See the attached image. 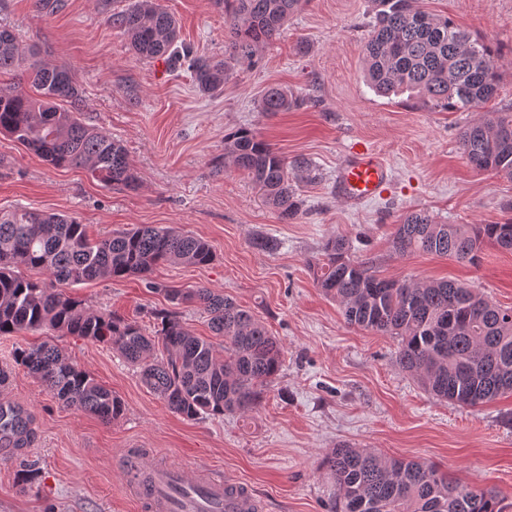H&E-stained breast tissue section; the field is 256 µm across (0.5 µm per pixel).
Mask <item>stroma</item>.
Instances as JSON below:
<instances>
[{"label":"stroma","mask_w":512,"mask_h":512,"mask_svg":"<svg viewBox=\"0 0 512 512\" xmlns=\"http://www.w3.org/2000/svg\"><path fill=\"white\" fill-rule=\"evenodd\" d=\"M0 0V24L22 48H39L75 72L87 123L120 141L135 189L102 186L81 169H56L0 134V210L26 207L77 217L90 234L138 224L173 226L202 237L215 258L206 266L165 264L153 292L136 278L74 288L95 310L139 321L152 332L168 308L164 288L205 286L250 307L283 346V366L262 406L245 417L189 420L168 410L112 347L74 336L55 342L124 403L105 424L61 405L14 362L41 331L0 336V368L11 373L0 401L23 405L34 438L0 447V512H138L120 459L136 450L193 476L221 469L260 499L263 512H331L336 488L322 467L346 443L387 456L433 463L458 481L493 491L512 512V394L469 407L429 394L396 363L398 340L345 322L309 268L332 237L376 260L393 280L454 279L512 308V253L485 244L478 265L433 254H399L390 243L410 212L441 224L512 222V179L479 171L458 146L466 125L512 110V0H423L497 50L495 99L469 112H446L405 96L375 94L363 78L368 0H308L252 66L236 70L221 94L195 86L187 67L133 58L113 13L129 0ZM180 39L197 54L224 53V13L212 0H162ZM271 85L304 97L300 108L263 112ZM249 128L288 158L312 164L298 184L302 206L281 221L247 173L214 166L224 137ZM384 157L386 193L352 208L336 169L352 148ZM258 237L275 239L272 251ZM36 475L21 482L22 471Z\"/></svg>","instance_id":"35a3bbf8"}]
</instances>
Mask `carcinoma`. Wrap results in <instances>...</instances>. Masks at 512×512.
<instances>
[{
	"instance_id": "cac0c4a2",
	"label": "carcinoma",
	"mask_w": 512,
	"mask_h": 512,
	"mask_svg": "<svg viewBox=\"0 0 512 512\" xmlns=\"http://www.w3.org/2000/svg\"><path fill=\"white\" fill-rule=\"evenodd\" d=\"M303 0H215L224 9V57L198 56L178 44L176 18L159 0H133L112 14L132 54L185 65L205 95L224 90L236 63H254L257 51L280 35ZM371 15L363 50L365 79L380 96L404 93L449 112H468L495 98L499 74L492 48L418 0H369ZM14 72L17 86H0V133L14 138L43 162L83 169L107 187L133 188L124 147L80 118V86L71 68L26 58L12 29L0 25V74ZM297 97L270 87L263 112H286ZM459 147L476 169L512 177V114L467 125ZM224 163L244 170L281 220L293 218L301 200L296 180L309 171L255 132L241 128L224 140ZM486 243L512 251L508 224H440L424 212L406 215L392 237L394 251L445 256L474 264ZM211 245L171 227L141 224L96 238L74 217L15 209L0 212V335L48 329L112 346L140 368L143 383L171 412L195 420L252 412L279 376L283 347L249 309L211 288H166L175 304L195 303L214 336L224 339V358L214 342L194 335L176 311L158 310L155 335L135 320L84 307L64 291L106 278L138 277L152 289L164 263L208 265ZM316 285L336 301L350 325L400 339L399 366L431 394L477 406L512 393V309L455 280L396 281L371 261L354 260L346 239H328L312 262ZM15 364L38 378L60 403L109 424L123 412L121 399L44 341L20 348ZM30 434L0 407V434ZM323 465L336 488L337 512H503L489 491L453 480L436 466L386 458L371 448L343 444Z\"/></svg>"
}]
</instances>
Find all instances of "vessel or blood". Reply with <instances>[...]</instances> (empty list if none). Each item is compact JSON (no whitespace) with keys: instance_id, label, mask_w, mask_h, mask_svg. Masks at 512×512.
Wrapping results in <instances>:
<instances>
[{"instance_id":"obj_1","label":"vessel or blood","mask_w":512,"mask_h":512,"mask_svg":"<svg viewBox=\"0 0 512 512\" xmlns=\"http://www.w3.org/2000/svg\"><path fill=\"white\" fill-rule=\"evenodd\" d=\"M336 181L342 199L357 206L383 193L390 169L375 152L361 148L343 160ZM123 469L145 512H260L262 507L228 474L209 470L191 479L163 462L143 465L132 453L125 455Z\"/></svg>"}]
</instances>
